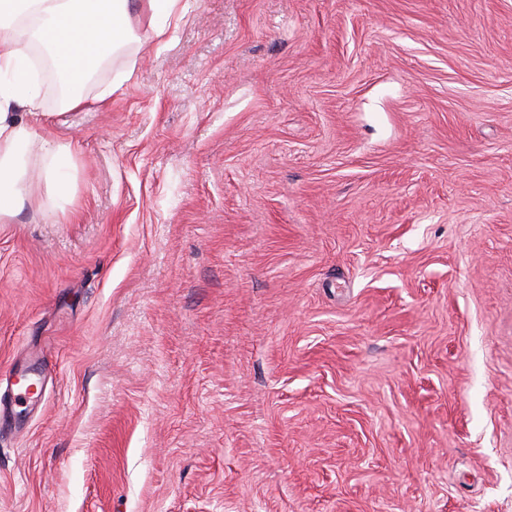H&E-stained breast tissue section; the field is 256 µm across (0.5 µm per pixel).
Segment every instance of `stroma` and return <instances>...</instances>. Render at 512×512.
<instances>
[{
	"instance_id": "1",
	"label": "stroma",
	"mask_w": 512,
	"mask_h": 512,
	"mask_svg": "<svg viewBox=\"0 0 512 512\" xmlns=\"http://www.w3.org/2000/svg\"><path fill=\"white\" fill-rule=\"evenodd\" d=\"M125 62L0 223V512H512V0H187Z\"/></svg>"
}]
</instances>
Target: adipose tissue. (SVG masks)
<instances>
[{"label": "adipose tissue", "mask_w": 512, "mask_h": 512, "mask_svg": "<svg viewBox=\"0 0 512 512\" xmlns=\"http://www.w3.org/2000/svg\"><path fill=\"white\" fill-rule=\"evenodd\" d=\"M184 9L183 0H140L148 38L167 35ZM138 40L128 0H0V223L28 200L32 149L50 161L46 179L55 196L71 198V152L54 137L43 109L42 83L31 74L32 46L46 49L69 82L61 104L74 110L85 100L84 63L100 64Z\"/></svg>", "instance_id": "1"}]
</instances>
